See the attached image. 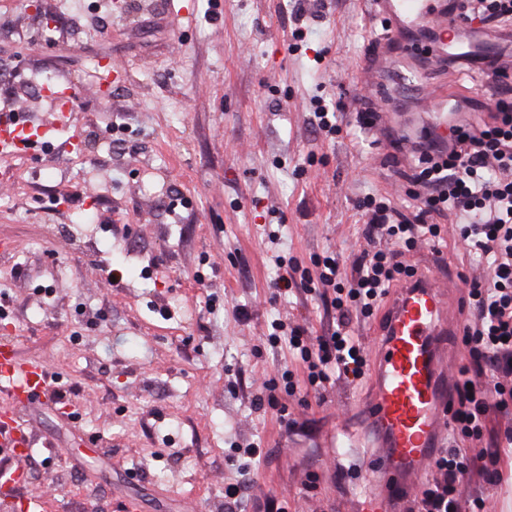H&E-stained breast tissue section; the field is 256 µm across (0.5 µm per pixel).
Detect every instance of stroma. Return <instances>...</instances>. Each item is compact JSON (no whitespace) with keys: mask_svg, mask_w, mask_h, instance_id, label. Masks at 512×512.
<instances>
[{"mask_svg":"<svg viewBox=\"0 0 512 512\" xmlns=\"http://www.w3.org/2000/svg\"><path fill=\"white\" fill-rule=\"evenodd\" d=\"M111 0L99 22L84 0H0V84L52 77L70 125L27 158L0 154V350L44 362L69 395L28 409L34 461L12 506L43 512H227L224 481L256 447L242 512H356L365 459L334 446L368 382L336 380L304 401L307 366L271 346L273 320L322 335L335 313L318 296H276L270 236L302 267L336 252L342 274L365 246L361 204L382 194L416 207L391 145L431 120L430 88L485 113L487 78L381 44L365 0ZM54 40L40 44L45 19ZM306 37L295 41L293 31ZM400 56L417 85L400 88ZM120 75L103 80L105 69ZM334 107L335 140L314 134L312 100ZM406 256L452 299L490 270L454 224ZM120 269L107 280L106 267ZM289 371L293 394L252 401ZM295 425L285 429L280 405ZM322 476L311 485L313 473ZM483 512H512V479L465 482Z\"/></svg>","mask_w":512,"mask_h":512,"instance_id":"obj_1","label":"stroma"}]
</instances>
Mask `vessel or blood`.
<instances>
[{
	"label": "vessel or blood",
	"instance_id": "obj_1",
	"mask_svg": "<svg viewBox=\"0 0 512 512\" xmlns=\"http://www.w3.org/2000/svg\"><path fill=\"white\" fill-rule=\"evenodd\" d=\"M385 26L447 30L441 0H370ZM24 126L0 117V152H18L25 142ZM461 315L441 281L412 277L389 299L373 362L371 397L365 407L363 436L348 428L336 432L340 448L372 449L367 482L382 481L404 493L421 479L448 429V354L442 336L458 335ZM0 388L14 401L0 413V447L14 456L35 446L25 417L31 397L47 394L50 374L44 363H17L0 352Z\"/></svg>",
	"mask_w": 512,
	"mask_h": 512
}]
</instances>
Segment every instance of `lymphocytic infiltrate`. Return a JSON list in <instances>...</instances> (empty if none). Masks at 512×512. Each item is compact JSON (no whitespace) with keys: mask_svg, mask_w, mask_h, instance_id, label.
I'll use <instances>...</instances> for the list:
<instances>
[{"mask_svg":"<svg viewBox=\"0 0 512 512\" xmlns=\"http://www.w3.org/2000/svg\"><path fill=\"white\" fill-rule=\"evenodd\" d=\"M449 16L456 23L449 40L468 31L470 20L482 25H512V0H452ZM489 70L495 94L486 117L473 122L453 119L447 135L415 143L417 162L409 176L424 189L422 205L406 216L384 197L368 196L363 235L367 247L352 261L351 285L341 284L335 255L318 259L317 276L302 272L296 260L276 256V291L318 294L336 313L334 325L305 342L300 327L274 323L271 344L288 331L290 349L306 363L308 390L320 393L336 378H361L367 356L349 333L354 315L371 316L396 282L417 273L403 257L418 242L439 237L437 216H455L457 231L470 254L484 259L492 270L490 282L468 280L471 318L462 341L470 361L461 366L450 386L453 407L448 423V446L433 462L437 476L413 500L411 512H459L458 486L474 462L463 454L458 437L478 436L486 428L489 407L512 408V47L497 52Z\"/></svg>","mask_w":512,"mask_h":512,"instance_id":"lymphocytic-infiltrate-1","label":"lymphocytic infiltrate"}]
</instances>
